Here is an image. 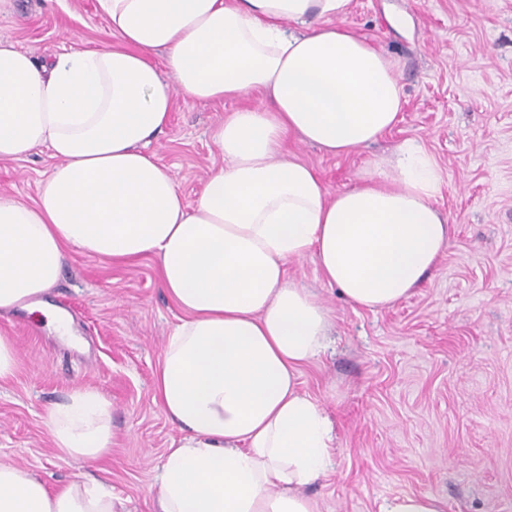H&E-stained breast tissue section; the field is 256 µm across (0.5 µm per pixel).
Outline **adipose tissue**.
<instances>
[{
  "instance_id": "1",
  "label": "adipose tissue",
  "mask_w": 512,
  "mask_h": 512,
  "mask_svg": "<svg viewBox=\"0 0 512 512\" xmlns=\"http://www.w3.org/2000/svg\"><path fill=\"white\" fill-rule=\"evenodd\" d=\"M350 3L97 0L114 44L39 64L0 40V160L41 146L57 160L35 204L0 196V313L41 305L68 248L155 257L185 313L154 372L180 433L157 512H318L307 489L330 472L334 437L299 376L325 349L330 314L287 265L314 256L326 285L378 312L410 297L450 244L442 171L418 140L335 191L288 147L296 137L346 156L399 120L397 65L343 25ZM180 93L265 101L212 129L224 165L191 205L145 150ZM45 424L73 459L112 446L110 404L92 389L51 405ZM0 512L128 509L103 482L53 490L0 463Z\"/></svg>"
}]
</instances>
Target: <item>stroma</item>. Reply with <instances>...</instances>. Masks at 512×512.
Masks as SVG:
<instances>
[{"instance_id": "obj_1", "label": "stroma", "mask_w": 512, "mask_h": 512, "mask_svg": "<svg viewBox=\"0 0 512 512\" xmlns=\"http://www.w3.org/2000/svg\"><path fill=\"white\" fill-rule=\"evenodd\" d=\"M343 23L397 61L402 119L351 156L293 141L297 159L335 190L417 139L442 169L437 205L454 233L415 293L374 313L324 285L314 257L289 264V278L315 289L331 315L329 346L304 368L300 391L333 424L334 469L307 492L320 512H380L401 492L440 496L447 512H512V0H351ZM0 39L42 61L110 36L96 0H8ZM259 103L177 96L147 150L187 202L224 163L211 130ZM54 164L43 147L0 161V195L35 202ZM44 299L68 312L81 345L58 340L40 310L0 314V336L17 349L13 375L0 380V463L52 489L92 475L130 512H155L156 475L179 433L153 399V376L183 316L157 261L67 251ZM77 388L111 404L102 458L76 462L51 446L45 410Z\"/></svg>"}]
</instances>
